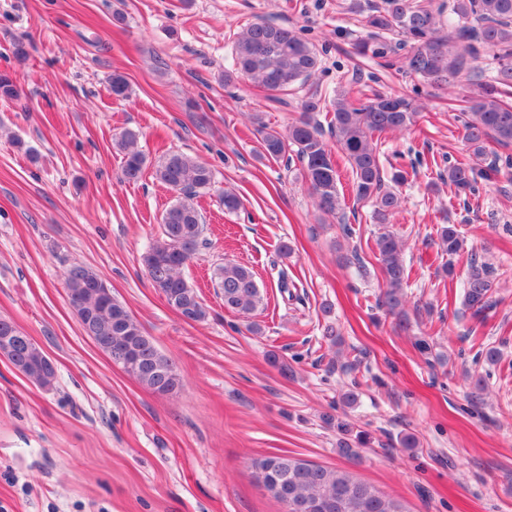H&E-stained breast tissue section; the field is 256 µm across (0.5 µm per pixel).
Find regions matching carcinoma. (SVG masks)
<instances>
[{
    "label": "carcinoma",
    "instance_id": "1",
    "mask_svg": "<svg viewBox=\"0 0 512 512\" xmlns=\"http://www.w3.org/2000/svg\"><path fill=\"white\" fill-rule=\"evenodd\" d=\"M365 27L368 34L353 43L352 56H371L393 67V55L404 49L403 67L438 90L447 89L453 79L466 78L474 92L455 102L465 116V142L472 154L486 156L489 142L505 151L512 148V0H450L435 8L413 0H382L365 17ZM483 54L490 55L496 65V76L490 82L482 81V73L475 70L474 63ZM232 60V68L224 71V84L246 79L276 95L303 88L321 66L318 52L298 31L268 20L255 21L234 34ZM19 95L12 76L0 73V97L14 99ZM303 109L305 115L284 132L255 114L262 157L279 160L293 150L318 209L332 217L341 210L339 168L348 166L356 201L372 203L377 220L386 223L398 207L399 197L385 188L378 139L415 124L417 110L411 101L364 85L357 88L354 97L347 91L329 97L310 89L304 95ZM316 112L332 113L329 126L336 139L334 152L314 117ZM138 141L139 132L132 129L114 139V147L122 156L123 175L129 181L139 179L147 163ZM511 167L509 154L496 156V161L485 168L450 164L446 181L456 194L475 198L480 181ZM154 177L176 194V199L162 214L159 233L143 254L142 265L152 287L178 315L191 323L203 322L208 311L183 277V269L203 244L204 217L194 199L211 190L214 173L187 154L170 153L154 166ZM440 242L450 258L464 253V241L453 225L441 228ZM376 247L386 286L377 305L394 315L397 326L405 329L409 318L401 294L406 278L402 244L394 235L384 233L377 238ZM493 276L487 263L468 258L464 302L479 324L493 306ZM100 279V274L83 264H73L65 272L64 282L73 297L83 303L93 302L98 310L92 323L84 327L85 332L90 336H122L131 356L124 369L150 390L178 393L181 381L174 363L142 327L137 324L125 332L116 331L113 320L127 311L125 305L114 299L107 308L85 293ZM214 281L224 297V308L247 319L250 331H259L251 317L263 305L264 297L252 269L224 263L215 268ZM253 467L259 485L284 504L286 512H406L399 499L350 472L313 464L286 452L257 459Z\"/></svg>",
    "mask_w": 512,
    "mask_h": 512
}]
</instances>
